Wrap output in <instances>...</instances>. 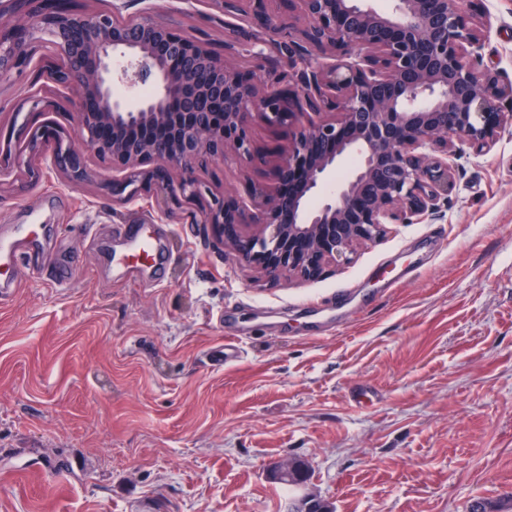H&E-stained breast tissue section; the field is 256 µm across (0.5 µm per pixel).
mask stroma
<instances>
[{"label": "stroma", "mask_w": 512, "mask_h": 512, "mask_svg": "<svg viewBox=\"0 0 512 512\" xmlns=\"http://www.w3.org/2000/svg\"><path fill=\"white\" fill-rule=\"evenodd\" d=\"M481 66L512 78V0H483ZM203 0L160 18L213 46ZM49 121L70 128L56 85ZM0 84V140L37 178H0V225L45 224L40 262L0 301V512H286L271 462L295 457L335 512H466L512 497V129L454 161L436 219L391 224L350 264L270 286L193 207L113 201L87 160L73 181L32 154ZM163 225L164 281L111 267L133 219ZM78 259L76 278L45 271ZM240 357L224 361V340Z\"/></svg>", "instance_id": "obj_1"}]
</instances>
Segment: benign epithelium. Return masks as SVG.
<instances>
[{"mask_svg":"<svg viewBox=\"0 0 512 512\" xmlns=\"http://www.w3.org/2000/svg\"><path fill=\"white\" fill-rule=\"evenodd\" d=\"M73 0H0V84L33 70L76 94L74 139L49 121L27 126L52 140L74 178L86 159L112 172V196L141 193L199 207L192 223L224 235L237 262L269 283L309 281L351 261L387 224L424 221L448 198L451 159L490 151L512 127V80L477 68L489 32L480 0H203L224 24L214 48L158 20L156 7L72 8ZM244 56L261 72L240 65ZM295 126L273 154L251 129ZM142 126L169 132L141 140ZM235 158L246 196H220L193 176ZM270 171L273 181L252 173Z\"/></svg>","mask_w":512,"mask_h":512,"instance_id":"benign-epithelium-1","label":"benign epithelium"}]
</instances>
